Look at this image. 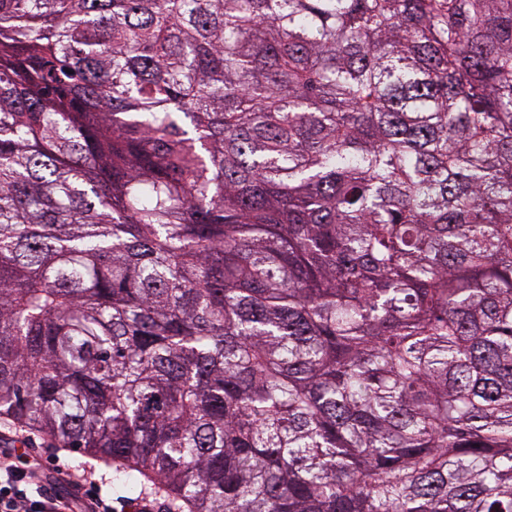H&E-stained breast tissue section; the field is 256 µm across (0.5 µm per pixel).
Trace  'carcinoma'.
Masks as SVG:
<instances>
[{
  "label": "carcinoma",
  "instance_id": "cac0c4a2",
  "mask_svg": "<svg viewBox=\"0 0 512 512\" xmlns=\"http://www.w3.org/2000/svg\"><path fill=\"white\" fill-rule=\"evenodd\" d=\"M0 417L185 512H512V0H0Z\"/></svg>",
  "mask_w": 512,
  "mask_h": 512
}]
</instances>
